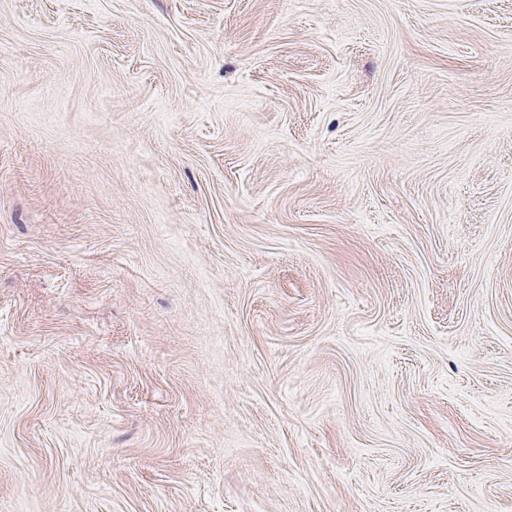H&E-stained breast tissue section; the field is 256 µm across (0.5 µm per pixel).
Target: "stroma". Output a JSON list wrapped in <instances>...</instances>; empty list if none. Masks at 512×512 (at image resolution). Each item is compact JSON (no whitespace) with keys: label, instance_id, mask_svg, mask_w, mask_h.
<instances>
[{"label":"stroma","instance_id":"obj_1","mask_svg":"<svg viewBox=\"0 0 512 512\" xmlns=\"http://www.w3.org/2000/svg\"><path fill=\"white\" fill-rule=\"evenodd\" d=\"M0 512H512V0H0Z\"/></svg>","mask_w":512,"mask_h":512}]
</instances>
